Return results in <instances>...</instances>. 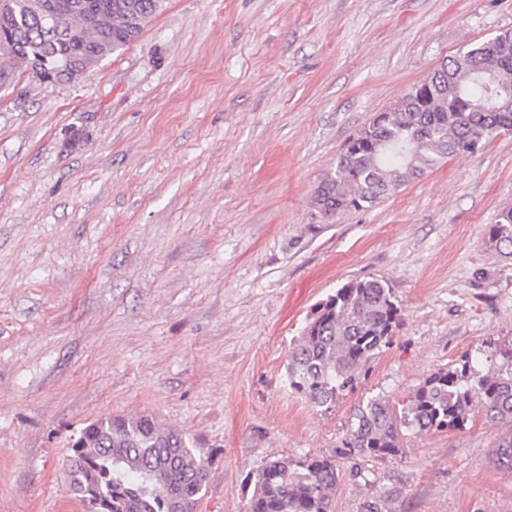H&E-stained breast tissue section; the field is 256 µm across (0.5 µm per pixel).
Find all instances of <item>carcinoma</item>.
I'll return each mask as SVG.
<instances>
[{
  "mask_svg": "<svg viewBox=\"0 0 512 512\" xmlns=\"http://www.w3.org/2000/svg\"><path fill=\"white\" fill-rule=\"evenodd\" d=\"M162 0H12L0 16V79L24 68L39 80L51 52L84 70L141 34ZM388 111L345 144L313 196L321 217L370 208L444 160L474 155L512 132V29L448 59ZM489 242L512 258V208L498 215ZM403 322L389 283L349 281L320 302L288 354V386L312 406L329 410L352 391L360 372ZM508 427L493 449L512 469V340L489 344L483 357L430 375L396 406L376 396L358 407L349 455L400 456L408 431L462 430L474 409ZM70 486L86 512H195L207 459L179 431L153 418L112 417L89 423L71 448ZM336 461L278 458L255 476L249 512H332Z\"/></svg>",
  "mask_w": 512,
  "mask_h": 512,
  "instance_id": "carcinoma-1",
  "label": "carcinoma"
}]
</instances>
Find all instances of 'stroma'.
Segmentation results:
<instances>
[{"label": "stroma", "instance_id": "stroma-1", "mask_svg": "<svg viewBox=\"0 0 512 512\" xmlns=\"http://www.w3.org/2000/svg\"><path fill=\"white\" fill-rule=\"evenodd\" d=\"M512 29V0H164L70 83L0 84V512H85L89 422L149 415L208 459L196 512H248L266 461L340 470L333 512H512L501 426L354 457V413L512 338V133L326 220L345 142L442 60ZM385 279L403 325L330 410L286 379L314 305ZM489 242L501 257L512 258V208L502 210L491 225Z\"/></svg>", "mask_w": 512, "mask_h": 512}]
</instances>
